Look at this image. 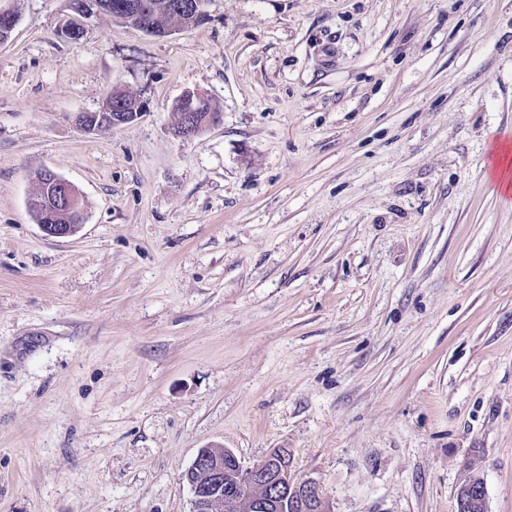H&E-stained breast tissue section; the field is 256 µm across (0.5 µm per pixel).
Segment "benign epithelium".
Wrapping results in <instances>:
<instances>
[{
    "mask_svg": "<svg viewBox=\"0 0 512 512\" xmlns=\"http://www.w3.org/2000/svg\"><path fill=\"white\" fill-rule=\"evenodd\" d=\"M112 10L114 19L125 22L128 14L138 12V5L132 0H114ZM174 12L188 15L191 23L207 19V11L200 0H177ZM144 108L145 102L139 96L117 103L106 98L98 110L79 115L78 121L85 130L97 132L138 120ZM203 108L201 94L185 92L174 105L181 120L172 129L173 137L192 139L221 122V118L210 113L196 120V113ZM44 182L51 191L56 211L85 218L82 194L75 185L48 168ZM39 228L47 237L67 238L75 235L80 225L41 224ZM184 479L192 493L191 512H288L290 509L293 512H328L317 486L294 477L293 459L284 449H275L246 467L233 451L212 444L199 449Z\"/></svg>",
    "mask_w": 512,
    "mask_h": 512,
    "instance_id": "obj_1",
    "label": "benign epithelium"
}]
</instances>
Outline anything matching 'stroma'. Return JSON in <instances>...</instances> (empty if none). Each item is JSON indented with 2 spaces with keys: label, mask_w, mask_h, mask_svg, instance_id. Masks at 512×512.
<instances>
[{
  "label": "stroma",
  "mask_w": 512,
  "mask_h": 512,
  "mask_svg": "<svg viewBox=\"0 0 512 512\" xmlns=\"http://www.w3.org/2000/svg\"><path fill=\"white\" fill-rule=\"evenodd\" d=\"M0 512H190L199 448L329 512H512V0H208L165 37L0 0ZM137 121L87 132L112 90ZM188 90L220 126L171 136ZM49 168L87 220L46 237ZM42 172L43 171L39 172L37 175L36 193L33 195L35 199L40 200V203H31V210L35 216V220L37 222L43 214L46 215L49 213L52 215L54 209L58 212H65L67 217H80L82 218L80 224H64L66 223V219L57 213L56 215L58 217L55 220L57 224H39L37 222L39 228L47 237L67 238L74 236L85 221V211L82 206L83 196L75 185L53 170L47 168L44 173V182L45 186L51 191V196H49V191L46 187H43ZM50 197L53 207L47 205V200L50 199Z\"/></svg>",
  "instance_id": "1"
}]
</instances>
